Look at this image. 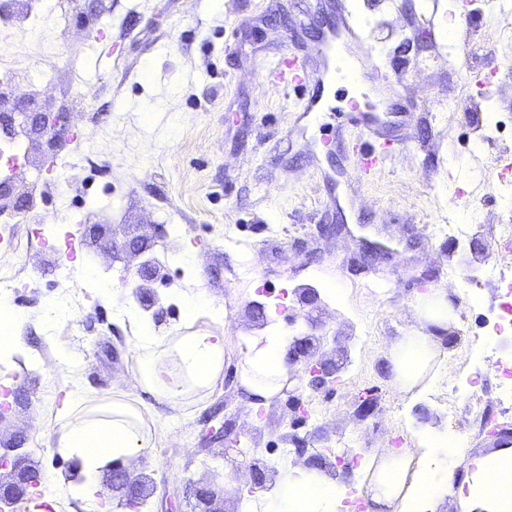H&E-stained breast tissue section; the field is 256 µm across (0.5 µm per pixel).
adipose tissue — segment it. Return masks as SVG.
Wrapping results in <instances>:
<instances>
[{
  "mask_svg": "<svg viewBox=\"0 0 512 512\" xmlns=\"http://www.w3.org/2000/svg\"><path fill=\"white\" fill-rule=\"evenodd\" d=\"M184 330L157 333L134 304L119 315L132 329L131 357L135 380L158 402L176 405L215 388L224 369L223 305L204 290L180 296ZM24 317L10 299L0 296V360H29L44 370L43 360L30 358L23 336ZM290 343L276 314H269L262 329L239 337L240 384L256 404L275 397L288 383L291 370L286 353ZM439 350L431 336L411 331L400 336L389 352L390 370L399 392H418L434 377ZM55 432L56 451L72 458L79 477L66 485L70 498L100 506L107 500L99 474L110 462L148 454L155 436L142 412L123 401L95 402L84 390L66 394ZM467 462L468 512H512V493L496 491L512 482V446L462 459L447 429L420 427L414 447L381 448L363 463L358 489L367 512H434L453 494V473ZM342 478L292 466L270 490L260 496L255 512H342L351 489Z\"/></svg>",
  "mask_w": 512,
  "mask_h": 512,
  "instance_id": "ef3b65f1",
  "label": "adipose tissue"
}]
</instances>
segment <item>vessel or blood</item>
I'll return each mask as SVG.
<instances>
[{"label":"vessel or blood","instance_id":"vessel-or-blood-1","mask_svg":"<svg viewBox=\"0 0 512 512\" xmlns=\"http://www.w3.org/2000/svg\"><path fill=\"white\" fill-rule=\"evenodd\" d=\"M321 11L313 35L292 59L281 58L261 69L262 77L281 87H297L303 97L301 119L324 110L327 87L342 80L356 87L357 97L343 107L330 149L345 157L356 154L352 173L343 169L322 171L326 205L341 210L359 205L357 185L381 171L412 128L414 105L396 78L395 67L378 53L370 34L346 0H316ZM354 190L348 197L337 191L342 180Z\"/></svg>","mask_w":512,"mask_h":512}]
</instances>
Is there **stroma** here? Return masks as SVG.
<instances>
[{
  "instance_id": "obj_1",
  "label": "stroma",
  "mask_w": 512,
  "mask_h": 512,
  "mask_svg": "<svg viewBox=\"0 0 512 512\" xmlns=\"http://www.w3.org/2000/svg\"><path fill=\"white\" fill-rule=\"evenodd\" d=\"M61 2V11L27 29L0 17V35L10 37L0 52L9 105L31 92L29 74L52 66L55 76L40 93L70 112L80 132L62 154L73 162L68 176L81 204L23 165L16 175L37 182V208L29 223L0 226V254L14 260L6 295L26 316V341L47 365L38 372L20 360L0 364L11 385L0 442L25 448L39 471L58 475V483L38 486L40 501L55 512H92L65 496L61 481L75 464L53 448L65 385L52 370L58 352L79 355L75 378L95 399L150 413L158 440L140 462L148 476L143 512H163L174 496L191 512L194 485L217 470L232 475L250 454L280 472L300 464L290 450L295 436L310 444L328 439L336 454L363 460L379 448L411 447L416 427L451 424L466 436V455L489 450L480 421L496 372L489 364L475 372L470 343L502 303L486 269L512 259V222L500 220L512 210V187L496 167L499 156L512 155V94L493 90L475 105L464 79L472 69H512V26L495 0H482L471 22L488 40H475L465 57L447 41L444 24L467 12L466 0H348L380 55L404 62L420 134L363 185V208L344 214L325 210L318 174L351 166L325 153L335 116L326 113L324 125L308 130L315 156L279 158L300 93L259 76L262 65L296 45L306 0H222L218 9L212 0ZM100 31L111 48L90 45ZM450 220L469 234L441 232ZM68 236L77 245L71 259L57 246ZM375 239L389 242L393 260L358 256L361 242ZM187 248L195 264L177 260ZM145 259L157 268L151 286L159 301L146 312L156 330L181 325L179 291L205 288L226 308L224 381L213 393L169 406L130 388L132 331L115 316L133 301ZM245 264L250 275L238 279ZM327 281L346 286L344 304L323 296L298 302L295 289ZM426 288L445 290L460 314L436 334L430 386L400 395L389 350L398 336L421 329L414 305ZM256 302L323 323L332 337L323 357L349 358L333 388L302 382L252 405L239 384L236 337L262 327ZM451 382L459 386L452 395ZM369 398L376 406L361 414ZM298 401L308 402L307 418L296 417ZM220 426L239 447L208 438Z\"/></svg>"
}]
</instances>
